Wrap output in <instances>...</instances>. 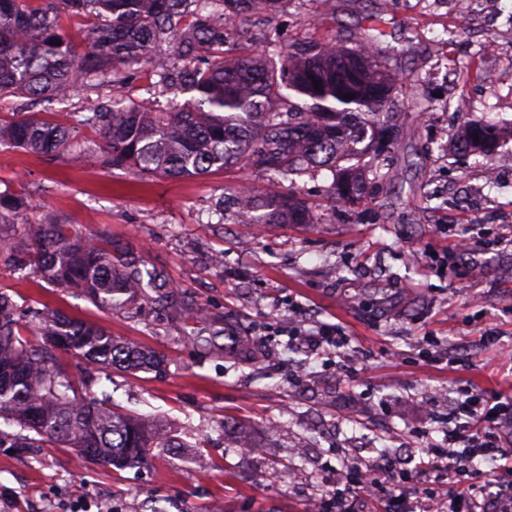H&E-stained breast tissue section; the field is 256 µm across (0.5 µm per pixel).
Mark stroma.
I'll return each mask as SVG.
<instances>
[{
	"mask_svg": "<svg viewBox=\"0 0 512 512\" xmlns=\"http://www.w3.org/2000/svg\"><path fill=\"white\" fill-rule=\"evenodd\" d=\"M381 15L376 48L403 83L389 175L375 199L349 206L322 172L300 184L314 224H210L220 197L248 187L279 192L237 165L205 177L145 178L81 166L0 144V188L27 208L0 233L59 213L86 235L161 267L198 304L242 336V350L186 342L193 322L154 302L139 316L95 308L51 284L18 278L0 261V292L106 327L167 356L166 372L112 375L114 398L199 447L157 449L144 465H94L66 448L0 447V512H309L336 472L392 463L410 471L445 444L448 416L466 390L512 391V177L489 182L492 158L454 163L459 99L468 112L512 123V0H310L309 17L252 20L264 50L312 39L353 45L364 18ZM458 30L449 39L448 29ZM472 248L459 253V239ZM224 263L211 265L214 254ZM332 330L328 354L288 347L293 329ZM497 341L485 343L486 331ZM261 448L246 456L241 446Z\"/></svg>",
	"mask_w": 512,
	"mask_h": 512,
	"instance_id": "1",
	"label": "stroma"
}]
</instances>
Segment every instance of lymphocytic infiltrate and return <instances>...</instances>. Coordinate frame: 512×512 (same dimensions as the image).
<instances>
[{
	"instance_id": "f902f5d3",
	"label": "lymphocytic infiltrate",
	"mask_w": 512,
	"mask_h": 512,
	"mask_svg": "<svg viewBox=\"0 0 512 512\" xmlns=\"http://www.w3.org/2000/svg\"><path fill=\"white\" fill-rule=\"evenodd\" d=\"M457 414L470 418L467 426L449 430L448 445L420 457L413 472L403 474L402 482L414 483L422 475L436 471H452L455 461L468 458L502 460L504 467L491 482H484V473L473 469L469 483L460 485L448 499V512H484L480 495H490L497 512H512V451L504 448L495 434L502 424L512 425V395L473 394L459 403Z\"/></svg>"
}]
</instances>
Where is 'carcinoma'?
I'll return each instance as SVG.
<instances>
[{
	"label": "carcinoma",
	"instance_id": "1",
	"mask_svg": "<svg viewBox=\"0 0 512 512\" xmlns=\"http://www.w3.org/2000/svg\"><path fill=\"white\" fill-rule=\"evenodd\" d=\"M307 0H0V99L63 102L78 87L110 78L117 94L94 105L77 124L103 137L112 167L145 177L204 175L237 163L266 174L286 194L241 189L212 210L239 224H313L298 198L300 181L332 173L336 199H371L385 177L391 147L375 144L388 130L397 136L399 78L382 65L369 39L348 47L309 40L268 53H240L245 26L284 8L304 13ZM80 21L82 38L65 25ZM155 85L184 96L166 110L125 94L129 78L155 62ZM278 61H273V58ZM320 87H315V82ZM475 119H466L453 154L471 155ZM27 152L83 162L95 148L68 128L33 113L0 119V142ZM0 254L23 278L81 293L106 311H126L150 298L164 311L186 315L188 342L215 346L224 323L212 317L163 270L134 257L115 256L97 238L78 234L50 210L33 224H18L0 238ZM41 338L32 342L30 336ZM84 365L75 379L59 354ZM167 358L123 342L104 328L47 305L22 308L0 292V447L71 448L108 467L149 461L156 448H192L163 425H149L121 409L112 391L94 386L115 371H158Z\"/></svg>",
	"mask_w": 512,
	"mask_h": 512
}]
</instances>
